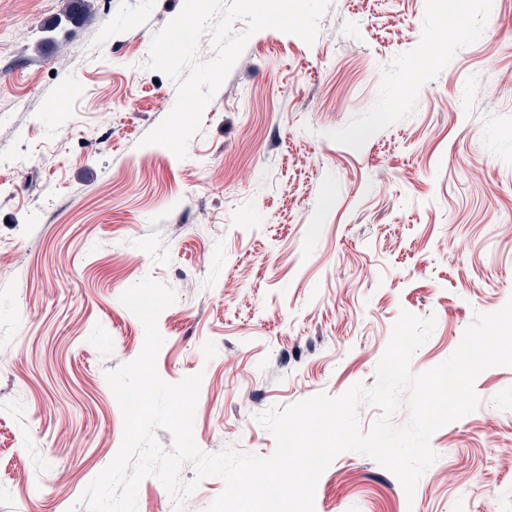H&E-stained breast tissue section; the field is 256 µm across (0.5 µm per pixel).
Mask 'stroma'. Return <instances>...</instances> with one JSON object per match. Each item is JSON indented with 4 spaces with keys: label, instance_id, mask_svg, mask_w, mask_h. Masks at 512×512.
<instances>
[{
    "label": "stroma",
    "instance_id": "obj_1",
    "mask_svg": "<svg viewBox=\"0 0 512 512\" xmlns=\"http://www.w3.org/2000/svg\"><path fill=\"white\" fill-rule=\"evenodd\" d=\"M0 0V512H69L116 456L106 374L144 327L120 301L174 290L156 369L201 375L204 452L267 457L257 421L374 372L401 312L447 360L512 300V0H330L313 43L267 28L207 104L186 158L142 138L177 88L147 66L184 0ZM430 438L413 495L346 451L314 512H512V367Z\"/></svg>",
    "mask_w": 512,
    "mask_h": 512
}]
</instances>
